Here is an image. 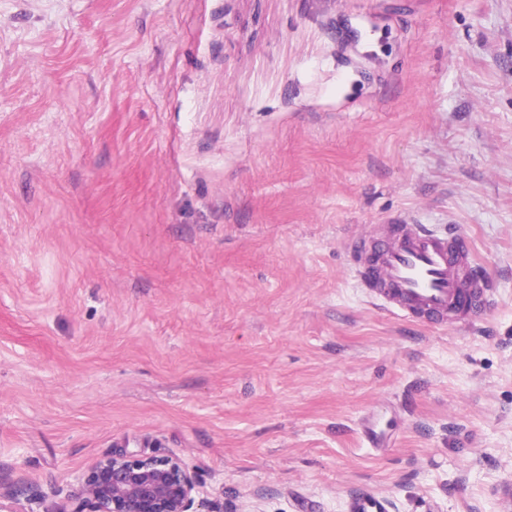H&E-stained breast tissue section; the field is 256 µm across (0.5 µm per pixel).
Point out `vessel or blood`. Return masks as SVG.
I'll return each mask as SVG.
<instances>
[{
  "label": "vessel or blood",
  "instance_id": "b4317fda",
  "mask_svg": "<svg viewBox=\"0 0 512 512\" xmlns=\"http://www.w3.org/2000/svg\"><path fill=\"white\" fill-rule=\"evenodd\" d=\"M355 275L384 306L415 316L442 319L459 300L486 302V280L475 274L459 237L421 224H400L360 257Z\"/></svg>",
  "mask_w": 512,
  "mask_h": 512
}]
</instances>
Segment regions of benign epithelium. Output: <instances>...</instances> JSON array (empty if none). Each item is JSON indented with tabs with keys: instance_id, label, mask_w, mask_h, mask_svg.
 Masks as SVG:
<instances>
[{
	"instance_id": "obj_1",
	"label": "benign epithelium",
	"mask_w": 512,
	"mask_h": 512,
	"mask_svg": "<svg viewBox=\"0 0 512 512\" xmlns=\"http://www.w3.org/2000/svg\"><path fill=\"white\" fill-rule=\"evenodd\" d=\"M72 482L70 512H194L198 493L193 473L173 457L112 454Z\"/></svg>"
}]
</instances>
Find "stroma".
I'll return each mask as SVG.
<instances>
[{
	"label": "stroma",
	"instance_id": "35a3bbf8",
	"mask_svg": "<svg viewBox=\"0 0 512 512\" xmlns=\"http://www.w3.org/2000/svg\"><path fill=\"white\" fill-rule=\"evenodd\" d=\"M392 224L466 239L468 327L361 288ZM122 452L206 512H512V0H0V486Z\"/></svg>",
	"mask_w": 512,
	"mask_h": 512
}]
</instances>
